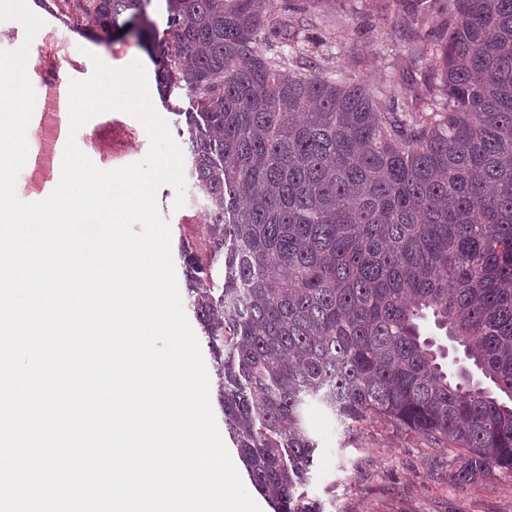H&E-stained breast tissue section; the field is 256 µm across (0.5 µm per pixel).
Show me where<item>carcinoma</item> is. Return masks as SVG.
<instances>
[{
  "mask_svg": "<svg viewBox=\"0 0 512 512\" xmlns=\"http://www.w3.org/2000/svg\"><path fill=\"white\" fill-rule=\"evenodd\" d=\"M76 0L96 38L134 34L161 97L185 91L207 249L182 257L219 366L224 426L274 512L299 489L320 404L350 438L367 421L460 448L453 477L512 472V0H442L415 60L431 112H391L387 83L288 68L255 47L265 0ZM401 29L428 0H393ZM462 347L451 370L420 321Z\"/></svg>",
  "mask_w": 512,
  "mask_h": 512,
  "instance_id": "carcinoma-1",
  "label": "carcinoma"
}]
</instances>
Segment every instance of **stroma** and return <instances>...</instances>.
I'll return each instance as SVG.
<instances>
[{"label": "stroma", "mask_w": 512, "mask_h": 512, "mask_svg": "<svg viewBox=\"0 0 512 512\" xmlns=\"http://www.w3.org/2000/svg\"><path fill=\"white\" fill-rule=\"evenodd\" d=\"M27 3L45 22L33 40H26L21 22L0 21V49L29 41L27 74L42 84L34 106L41 123L27 130L34 149L23 177L16 181L18 197L38 202L53 192L71 139L104 170L148 154L144 126L119 111L97 115L77 135H70L69 84L91 76L95 56L112 67L141 61L151 78L148 88L156 111L177 134L178 144L186 145L177 130L185 124L189 98L179 93L177 114L162 102L152 81L157 65L134 36L116 33L110 41L97 42L92 38L95 21L75 5L63 0ZM268 11L273 17L292 19L294 26L284 40L270 31L263 34L260 51H267L272 43L281 45L292 69L303 71L313 65L325 77L342 74L372 86L389 80L388 98L396 110L421 109L415 96L423 90V72L414 64L413 51L432 48L441 32V15H434L407 40L398 32L392 0H336L330 8L310 12L302 0H270ZM175 198L172 186H161L157 192L159 211L170 226L177 283L182 286L186 283L182 249H203L208 216L205 201L193 187H186L182 208H175ZM308 428L319 451L303 492L316 512H512V473L496 470L469 484L456 483L450 477L456 449L438 448L418 435L369 423L348 439L335 418L317 405L309 410Z\"/></svg>", "instance_id": "1"}]
</instances>
